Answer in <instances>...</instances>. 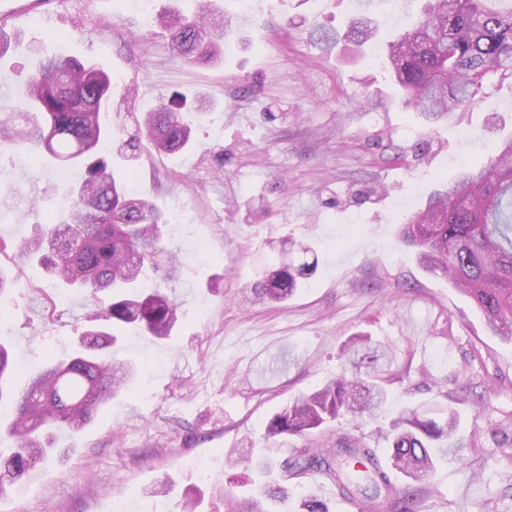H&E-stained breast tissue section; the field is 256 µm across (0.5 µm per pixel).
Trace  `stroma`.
I'll list each match as a JSON object with an SVG mask.
<instances>
[{
  "mask_svg": "<svg viewBox=\"0 0 512 512\" xmlns=\"http://www.w3.org/2000/svg\"><path fill=\"white\" fill-rule=\"evenodd\" d=\"M398 4L392 21L378 0H257L248 11L242 0H148L153 15L215 8L233 18L232 51L192 66L173 57L161 25L122 0H0L10 38L0 81L9 89L37 70L40 48L110 75L103 155L115 177L178 214L164 241L182 262L171 280L161 269L145 274L180 305L171 336L124 328L119 354L138 366L133 385L79 435L58 432L59 455L0 496V512H182L189 494L197 512H224L220 491L244 494L252 478L225 465V449L248 442L280 464L307 444L350 435L385 459L390 417L431 404L457 411L463 462L437 465L417 512H512V447L501 443L512 434V344L489 335L464 295L425 271L397 235L438 181L488 164L492 145L512 138V80L485 78L479 103L428 124L382 59L385 41L428 0ZM364 12L378 18L376 36L346 40ZM315 27L342 39L323 50L308 37ZM162 93L203 94L212 107L193 118L190 151L138 154L128 142ZM11 104L0 129V185L18 189L0 213L10 247L50 221L57 172L70 184L84 175L44 151L30 161L17 132L31 106L18 96ZM292 240L316 249V272L288 300L252 302L262 268ZM4 264L13 282L0 295V340L20 388L46 356L70 352L112 292L64 287L34 262ZM358 335L392 350L386 417L265 440L274 414L336 378L342 346ZM161 483L171 492L147 496Z\"/></svg>",
  "mask_w": 512,
  "mask_h": 512,
  "instance_id": "obj_1",
  "label": "stroma"
}]
</instances>
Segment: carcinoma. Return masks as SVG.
Here are the masks:
<instances>
[{
	"label": "carcinoma",
	"instance_id": "carcinoma-1",
	"mask_svg": "<svg viewBox=\"0 0 512 512\" xmlns=\"http://www.w3.org/2000/svg\"><path fill=\"white\" fill-rule=\"evenodd\" d=\"M173 54L188 63L209 65L224 49L218 33L224 18L214 13L188 17L161 14ZM377 30L375 21L356 18L351 36L364 43ZM388 60L407 104L436 120L475 102L482 81L512 77V0H435L388 43ZM22 91L37 112L35 130L24 134L53 157L83 165L85 177L66 193L70 208L50 224H35L18 243L15 256L37 262L51 277L71 288L112 289V303L97 319L118 329L135 325L146 336L170 335L179 304L163 289H139L146 265H165L174 277L179 261L163 244L169 217L149 198L129 193L112 176L97 147L109 136L101 120L111 96L110 77L78 59L46 56ZM186 105L162 94L143 117L144 138L136 147L179 155L193 146ZM487 166H469L451 184L432 191L423 208L400 227L401 240L415 249L421 265L467 296L483 314L488 331L512 342V139L502 143ZM318 263L304 249L280 263L268 279L251 288L257 301H283L311 277ZM112 332L81 334L65 360L48 357L0 419V439L16 447L0 455V495L29 476L53 448V431L77 434L134 375L130 360H104L97 351L114 345ZM345 367L335 380L301 396L266 425V438L303 436L350 416L376 419L386 402L383 386L392 353L368 336L354 338L344 350ZM13 371L8 349L0 344V401L3 381ZM458 417L452 410L437 417L419 407L402 412L385 438L388 461L361 438L345 436L330 448H305L286 468L296 475L317 471L333 481L340 495L359 512H416L418 485L436 464L458 458L453 438ZM406 479L396 487L388 469ZM289 500L278 483L246 495L224 493V512H275ZM299 512H330L315 492L300 498Z\"/></svg>",
	"mask_w": 512,
	"mask_h": 512
}]
</instances>
